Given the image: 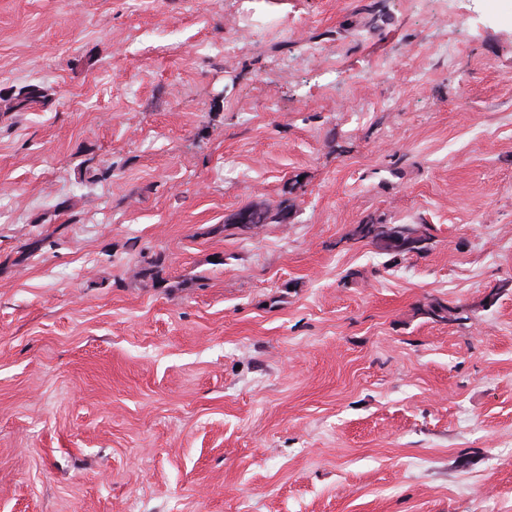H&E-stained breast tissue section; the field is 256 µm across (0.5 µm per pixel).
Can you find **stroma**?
I'll return each instance as SVG.
<instances>
[{
  "mask_svg": "<svg viewBox=\"0 0 512 512\" xmlns=\"http://www.w3.org/2000/svg\"><path fill=\"white\" fill-rule=\"evenodd\" d=\"M503 279L512 0H0V512H512ZM275 216L261 206L247 205L233 215L231 223L249 229L255 225L269 224ZM378 233L376 237L381 240L391 239L393 237L405 240H417L421 244L427 243L432 239L430 224H376ZM421 244H414L411 247H420ZM427 245H422L418 252L427 249Z\"/></svg>",
  "mask_w": 512,
  "mask_h": 512,
  "instance_id": "stroma-1",
  "label": "stroma"
}]
</instances>
